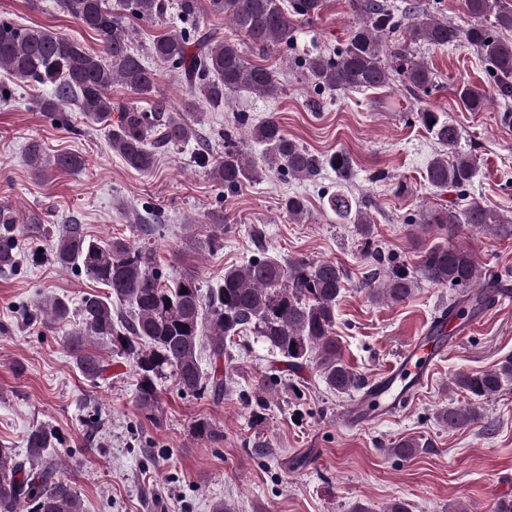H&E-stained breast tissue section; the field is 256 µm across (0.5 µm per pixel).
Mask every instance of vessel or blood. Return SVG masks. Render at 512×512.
I'll use <instances>...</instances> for the list:
<instances>
[{
  "label": "vessel or blood",
  "instance_id": "vessel-or-blood-1",
  "mask_svg": "<svg viewBox=\"0 0 512 512\" xmlns=\"http://www.w3.org/2000/svg\"><path fill=\"white\" fill-rule=\"evenodd\" d=\"M474 328V323L468 320L450 324L445 315L434 317L394 363L386 366L362 394L341 408V421L349 428L359 429L373 421L402 414L429 384L451 345Z\"/></svg>",
  "mask_w": 512,
  "mask_h": 512
}]
</instances>
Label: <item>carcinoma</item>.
<instances>
[{
    "label": "carcinoma",
    "mask_w": 512,
    "mask_h": 512,
    "mask_svg": "<svg viewBox=\"0 0 512 512\" xmlns=\"http://www.w3.org/2000/svg\"><path fill=\"white\" fill-rule=\"evenodd\" d=\"M64 13L98 37L101 48L90 53L79 43L46 28H30L0 21V69L12 79L33 86H51V95L35 101L36 108L51 121L59 120L62 104L74 101L85 117L109 130L112 152L130 168L149 172L164 150L199 139L205 108H218L240 91L261 97L281 92L273 67L251 62L241 43L264 56L293 42L295 24L321 15L325 0H118L110 8L105 0H57ZM470 22L461 27L407 3L387 0H347L357 22L346 42L326 56L308 54L298 67L320 90L331 92L378 89L398 78L410 93L428 89L434 73L417 59L415 46L465 44L485 61L497 94L512 98V42L493 35L484 19L494 17L501 30H512L509 0H464ZM176 9L182 27L156 36L146 53L134 49L140 23L164 18ZM222 16L242 40L220 39L214 34L195 35L187 24L200 12ZM391 50L384 53L385 41ZM151 59L174 72L183 82L188 99L182 111H173L157 85ZM126 87L142 102H114L112 84ZM457 96L466 110L481 112L489 104L485 90L462 84ZM118 120H112V113ZM418 121L448 153L438 154L426 169V180L439 189L462 190L475 176L471 155L457 150L460 129L445 112L430 109L417 113ZM224 155L209 163L204 149L197 162L211 166L213 179L233 190L261 177L263 170L285 172L308 180L328 168L336 173L339 189L327 199L336 218L354 225L360 239L372 246L371 202L343 190L353 178V161L344 151L318 156L288 137L275 113L252 125L251 142L261 147L254 158L237 140L235 128L222 133ZM31 174L42 179L52 171L75 172L82 161L68 153L47 156L34 140L27 145ZM288 216L308 214L306 201L290 196L285 201ZM210 234L204 244L211 251L224 248V212L210 214ZM423 232H437L440 241L423 248L416 272L387 263L373 253L384 271L379 279L371 273L365 290L376 303L397 304L407 299L424 280L435 285L462 288L464 294L451 302L448 313L461 318L481 311L495 277L488 276L471 251L449 243L464 224L478 230L498 232L508 225L491 206L461 198L455 208H430L419 215ZM19 248L11 211L0 207V271L16 268ZM53 257L63 270L76 269L109 289L105 296L90 294L79 307L81 328L68 337L70 353L83 377L97 382L106 372L98 344L108 343L131 358L139 376L136 404L148 418L158 411V380L171 377L183 392L224 395V370L218 364L232 338L250 333L269 351L292 368L315 363L329 390L348 395L362 386L345 363L332 329L337 302L347 288L346 271L331 261L306 259L284 262L260 255L242 266L224 269V277L207 289L185 274L169 286L153 267L151 252L123 239H95L81 224H66L56 234ZM69 302L51 297L37 305L30 320L49 328L67 321ZM207 352L211 371L202 368ZM512 381V356L494 370L460 372L452 384L469 397L487 400ZM437 418L450 430L470 427L482 418L473 404L442 408ZM60 443L55 431L45 425L26 434L22 454L0 445V512H15L28 506L32 512H81L71 482L61 476L63 467L56 453Z\"/></svg>",
    "instance_id": "1"
}]
</instances>
